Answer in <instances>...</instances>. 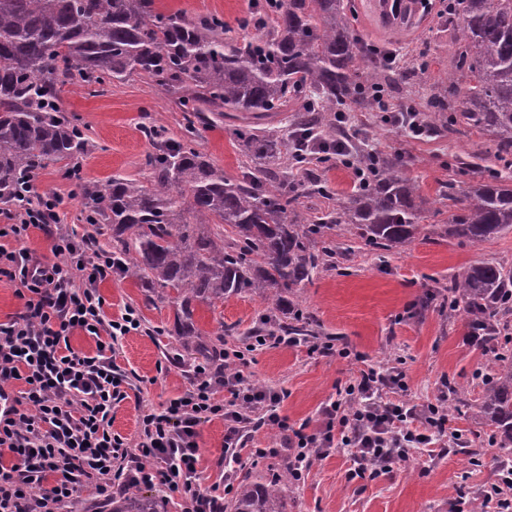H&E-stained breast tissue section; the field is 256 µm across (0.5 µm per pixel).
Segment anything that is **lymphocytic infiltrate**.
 I'll list each match as a JSON object with an SVG mask.
<instances>
[{
  "instance_id": "1",
  "label": "lymphocytic infiltrate",
  "mask_w": 512,
  "mask_h": 512,
  "mask_svg": "<svg viewBox=\"0 0 512 512\" xmlns=\"http://www.w3.org/2000/svg\"><path fill=\"white\" fill-rule=\"evenodd\" d=\"M62 202L58 194L29 192L12 222L0 225V278L15 284L22 303L13 319L0 323V395L12 396L10 410L0 414V512H69L82 495L107 498L131 484L160 485L184 500V512H218L234 473L225 471L223 487H201L197 441L199 426L216 417L235 464L252 432H281L297 480L313 455L335 447L353 451L350 478L390 473L410 451L430 445L431 428L447 422L440 405L420 409L384 397V389H404L403 377L369 366L346 389L355 409L346 400L327 403L320 429L309 433L281 415L283 393L238 371L215 375L200 363L189 389L143 415V439L128 447L112 432L124 377L110 352L140 320L131 308L114 319L104 312L97 286L114 271L111 253L88 251L85 238L63 230L52 235L49 255L17 247L29 229L58 223ZM78 331L95 340V353L72 346Z\"/></svg>"
}]
</instances>
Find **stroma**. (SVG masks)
Instances as JSON below:
<instances>
[{
  "mask_svg": "<svg viewBox=\"0 0 512 512\" xmlns=\"http://www.w3.org/2000/svg\"><path fill=\"white\" fill-rule=\"evenodd\" d=\"M349 2L361 42L401 55L382 86V109L348 110L350 127L368 134L374 153L401 156L403 171L420 194L439 203L438 211L428 213L427 223H446L448 205L438 200L441 190L463 198L489 171L502 169L512 177V164L495 159L493 136L478 129L445 122L416 140L387 121L390 113L406 106L426 108L448 84L453 30L444 26L439 4L426 7L422 23L399 31L378 26L367 0ZM249 3L161 0L163 8L182 11L188 18L218 14L232 26L248 16ZM61 98L65 117L79 125L91 144L82 168L92 181L104 183L120 176L149 183L147 158L153 142L144 135V127H156L168 138L182 134L183 114L173 96L142 75L101 87L72 80L64 85ZM231 127L228 120L217 127L198 125L195 146L226 176L235 178L242 168ZM320 175L331 198L302 199L303 208L315 213L336 208L358 182L352 166L341 159L321 167ZM34 185L39 192L63 197V229L89 236L93 247L111 249L109 232L86 223L89 206L58 167L36 171ZM336 244L342 252L336 267L318 274L299 293L318 340L332 343L335 356L313 352L314 341L304 338L293 346H264L247 353L245 376L255 385L284 392L282 415L290 425L305 422L313 431L321 424L324 404L353 382L364 363L403 374L406 388L397 392V399L418 407L441 401L451 411L444 431L435 436L433 451H413L391 473L376 479H349L352 461L347 450L335 448L329 455L313 457L304 480L289 482L285 490L288 512H450L459 489L474 494L497 482L493 460L499 451L477 409L483 383L492 373L490 357L471 342L464 320L449 311L443 294L474 263L511 265L512 233L476 243L421 236L408 248L376 252L363 249L349 235L338 237ZM98 292L109 318L119 317L128 306L141 318L140 329L119 339L112 353L124 372L126 394L112 410V431L133 446L142 439L144 411L160 408L186 391L193 364L188 361L177 368L168 361L181 349L172 303L119 274L101 281ZM266 311L259 294L245 291L213 306L197 307L194 318L209 338L242 348L252 343V330ZM462 388L469 392L465 403L457 399ZM279 445L278 431L263 428L253 433L241 452L240 474H279L288 464ZM199 446L202 486L222 483L223 420L201 425ZM261 448L267 449V456H258Z\"/></svg>",
  "mask_w": 512,
  "mask_h": 512,
  "instance_id": "35a3bbf8",
  "label": "stroma"
}]
</instances>
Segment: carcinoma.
<instances>
[{
    "label": "carcinoma",
    "instance_id": "obj_1",
    "mask_svg": "<svg viewBox=\"0 0 512 512\" xmlns=\"http://www.w3.org/2000/svg\"><path fill=\"white\" fill-rule=\"evenodd\" d=\"M269 24L230 36L224 18L189 19L156 0H0V201L39 169L58 165L91 201L93 223L112 234L121 273L175 306V334L210 360L216 354L194 319L245 290L263 294L270 314L257 336L307 332L296 309L300 288L336 266V237L348 233L371 250L405 249L422 233L482 242L512 231V184L493 173L446 224L421 223L429 199L402 171L339 128L336 108L372 112L366 86L386 81L385 63L356 36L347 0H256ZM453 80L429 102L462 123L491 133L496 159L512 155V0H459ZM138 74L176 97L185 112L178 139H163L148 157L144 185L114 177L101 185L77 167L87 151L82 130L61 108L59 77L86 84ZM302 116L264 129L288 107ZM243 125L233 141L248 165L231 179L194 146L195 124L227 113ZM357 154L362 178L338 208L311 215L299 208L302 170L310 195L328 187L305 164ZM451 306L488 345L512 328V267L476 263L448 284ZM292 316L288 323L277 314ZM495 376L477 407L493 427L502 459H512V350L494 352ZM111 512H165L142 493L112 498ZM222 512H286L280 481L246 477Z\"/></svg>",
    "mask_w": 512,
    "mask_h": 512
}]
</instances>
